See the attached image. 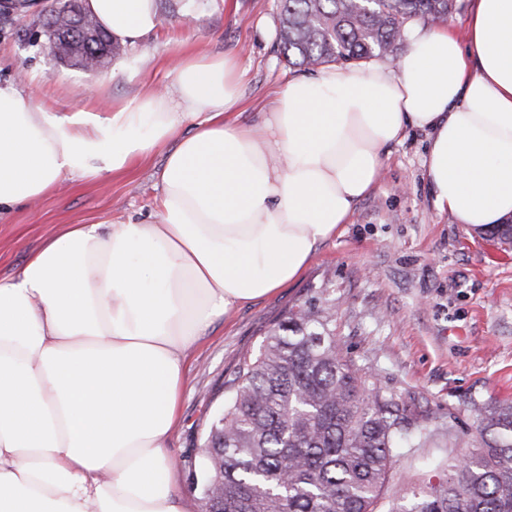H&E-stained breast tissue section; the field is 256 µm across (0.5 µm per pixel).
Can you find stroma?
<instances>
[{
  "mask_svg": "<svg viewBox=\"0 0 512 512\" xmlns=\"http://www.w3.org/2000/svg\"><path fill=\"white\" fill-rule=\"evenodd\" d=\"M157 3L156 32L98 71L63 64L36 46L33 13L21 12L0 26V82L15 83L48 112L104 115L142 93L144 82L167 86L180 56L235 52L246 69L239 120L261 123L273 91L295 74L279 54V0ZM427 139L407 126L389 146L377 186L318 245L299 278L216 321L190 351L181 420L168 444L185 512H201L191 478L239 357L257 351L270 323L314 289L334 299L348 357L430 423H451L461 436L474 428L470 402L512 401V245L437 212L425 178ZM162 164L158 151L101 180L69 174L48 194L0 214V275L17 271L62 225L154 222Z\"/></svg>",
  "mask_w": 512,
  "mask_h": 512,
  "instance_id": "1",
  "label": "stroma"
}]
</instances>
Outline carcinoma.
Masks as SVG:
<instances>
[{
    "label": "carcinoma",
    "mask_w": 512,
    "mask_h": 512,
    "mask_svg": "<svg viewBox=\"0 0 512 512\" xmlns=\"http://www.w3.org/2000/svg\"><path fill=\"white\" fill-rule=\"evenodd\" d=\"M457 0H281L278 39L292 67L392 59L410 22H437ZM46 48L72 66L104 68L120 48L92 17L62 39L33 20ZM328 301H304L270 325L258 354L243 355L224 411L209 424L194 487L202 512H512V402L472 403L467 454L437 462L434 484L410 481L383 497L406 450L452 427L429 426L377 375L343 353Z\"/></svg>",
    "instance_id": "carcinoma-1"
}]
</instances>
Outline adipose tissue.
<instances>
[{"instance_id":"1","label":"adipose tissue","mask_w":512,"mask_h":512,"mask_svg":"<svg viewBox=\"0 0 512 512\" xmlns=\"http://www.w3.org/2000/svg\"><path fill=\"white\" fill-rule=\"evenodd\" d=\"M84 6L131 45L160 24L156 0ZM408 41L390 66L289 78L258 128L233 118L236 54H186L168 88L103 117L0 83V212L166 150L156 222L66 225L0 277V512H181L167 448L188 351L299 277L407 125L429 132L439 212L512 222V0H474L464 36Z\"/></svg>"}]
</instances>
